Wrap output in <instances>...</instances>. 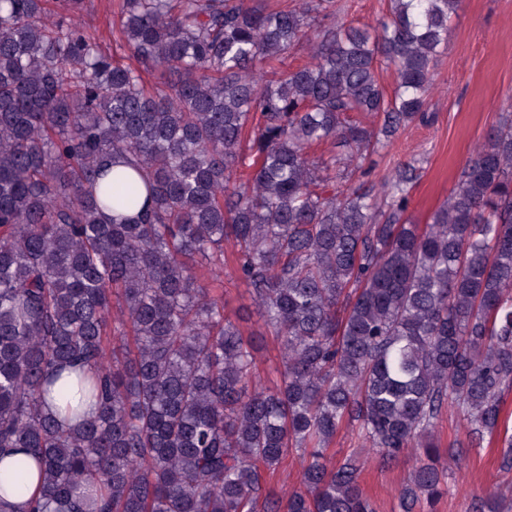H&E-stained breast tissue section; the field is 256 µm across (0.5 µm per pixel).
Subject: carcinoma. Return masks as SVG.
<instances>
[{"instance_id":"carcinoma-1","label":"carcinoma","mask_w":512,"mask_h":512,"mask_svg":"<svg viewBox=\"0 0 512 512\" xmlns=\"http://www.w3.org/2000/svg\"><path fill=\"white\" fill-rule=\"evenodd\" d=\"M461 4L390 0L355 26L319 24L336 0H116L133 67L85 0L57 20L0 0V449L37 465L29 512H373L357 459L327 463L344 425L384 462L422 450L399 494L414 512L443 491V411L492 443L512 418V118L427 224L415 163L377 184L365 167L424 118ZM305 41L308 63L264 80ZM330 139L346 153L311 154ZM226 240L276 382L197 284V257L223 284ZM292 455L284 499L270 477ZM28 473L0 468V504ZM113 1L116 0H86L83 20L96 34L102 47L112 53L115 48V30L112 28ZM257 363L261 377L265 379L276 378V369L280 368L281 360L278 345L271 336H267L265 341L261 344L257 354Z\"/></svg>"}]
</instances>
